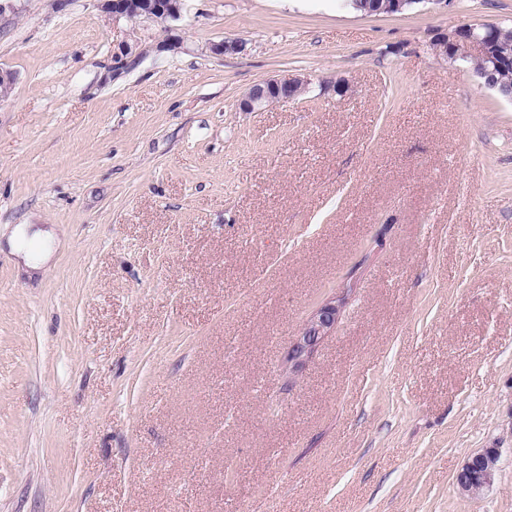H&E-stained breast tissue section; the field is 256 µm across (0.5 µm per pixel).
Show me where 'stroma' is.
<instances>
[{"label":"stroma","mask_w":512,"mask_h":512,"mask_svg":"<svg viewBox=\"0 0 512 512\" xmlns=\"http://www.w3.org/2000/svg\"><path fill=\"white\" fill-rule=\"evenodd\" d=\"M488 23L512 0H188L166 27L11 0L0 512H512V100L432 46ZM22 224L59 234L32 275ZM482 448L497 478L461 495ZM307 80L301 76L287 75L280 78H271L253 85L239 100L238 108L241 112H262L274 103H284L301 96ZM299 89V90H298ZM340 310L336 302H327L321 306L303 324L293 341L286 362L288 368L297 370L314 353L327 336L336 328ZM500 458L497 448H483L470 454L456 471L454 485L463 495L477 497L493 485Z\"/></svg>","instance_id":"35a3bbf8"}]
</instances>
